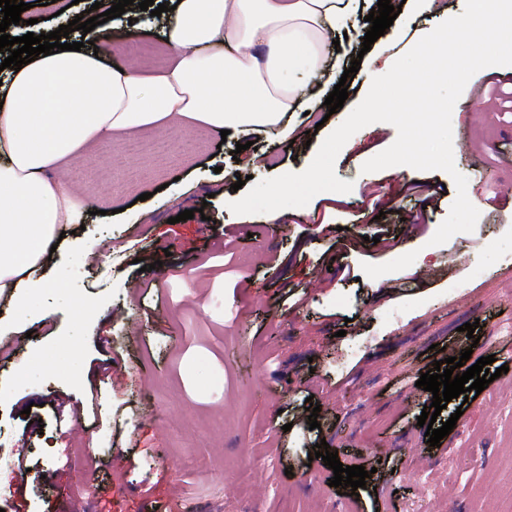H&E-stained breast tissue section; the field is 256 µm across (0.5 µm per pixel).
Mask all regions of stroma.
Returning <instances> with one entry per match:
<instances>
[{"instance_id": "obj_1", "label": "stroma", "mask_w": 512, "mask_h": 512, "mask_svg": "<svg viewBox=\"0 0 512 512\" xmlns=\"http://www.w3.org/2000/svg\"><path fill=\"white\" fill-rule=\"evenodd\" d=\"M94 2L37 0L8 32L56 30ZM464 6L408 0L366 53L369 23L345 20L336 68L361 62L348 97L331 115L289 113L290 137L240 152L204 125L161 126L67 167L97 212L45 263L50 288L21 307L0 301V331L20 316L31 331L0 343V512H341L357 497L375 512H512V382L452 399L439 419H459L435 447L417 424L433 395L416 385L442 354L469 347L477 360L512 338V199L500 195L512 183V66L477 72L452 112L473 232L430 243L457 193L446 172H362L397 137L382 122L335 161L351 192L272 213L228 207L232 172L258 182L306 169L372 78ZM165 23L136 6L112 19L108 61L159 72L125 47L161 45ZM194 208L202 216L178 221ZM415 220L421 233L406 237ZM380 227L393 242L382 255L368 240ZM323 441L343 464L393 465L360 492L331 487L332 469L310 456ZM80 468L96 480L75 483Z\"/></svg>"}]
</instances>
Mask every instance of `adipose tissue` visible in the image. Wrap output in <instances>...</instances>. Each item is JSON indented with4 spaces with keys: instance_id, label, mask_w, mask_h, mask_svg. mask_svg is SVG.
I'll use <instances>...</instances> for the list:
<instances>
[{
    "instance_id": "adipose-tissue-1",
    "label": "adipose tissue",
    "mask_w": 512,
    "mask_h": 512,
    "mask_svg": "<svg viewBox=\"0 0 512 512\" xmlns=\"http://www.w3.org/2000/svg\"><path fill=\"white\" fill-rule=\"evenodd\" d=\"M341 0H178L172 65L145 78L105 63L110 26L81 51L0 71V298L24 305L86 202L61 174L91 144L147 127L200 123L246 140L282 128L322 77Z\"/></svg>"
}]
</instances>
